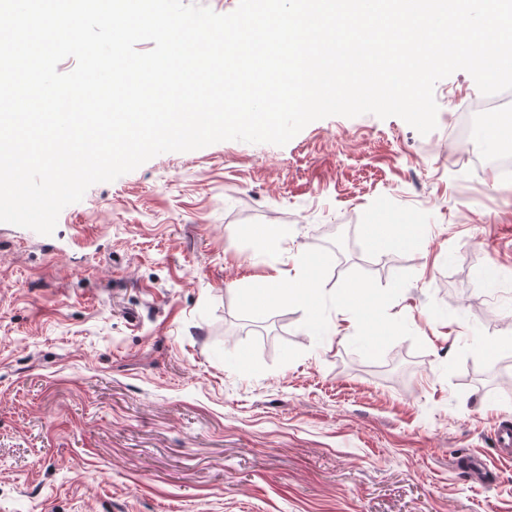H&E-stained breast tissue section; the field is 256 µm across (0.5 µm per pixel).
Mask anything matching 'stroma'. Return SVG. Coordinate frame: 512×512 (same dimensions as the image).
<instances>
[{
    "label": "stroma",
    "mask_w": 512,
    "mask_h": 512,
    "mask_svg": "<svg viewBox=\"0 0 512 512\" xmlns=\"http://www.w3.org/2000/svg\"><path fill=\"white\" fill-rule=\"evenodd\" d=\"M434 95L426 135L331 116L159 154L50 236L0 223V512H512V182L451 136L472 76ZM372 226L374 241L383 250H393L412 244L410 234L397 235L393 232L392 224H374ZM308 288H312L309 282H305L304 285L289 283L288 288H282L280 285L272 283L265 289V296L272 302L297 300L301 298L304 292L310 290Z\"/></svg>",
    "instance_id": "stroma-1"
}]
</instances>
